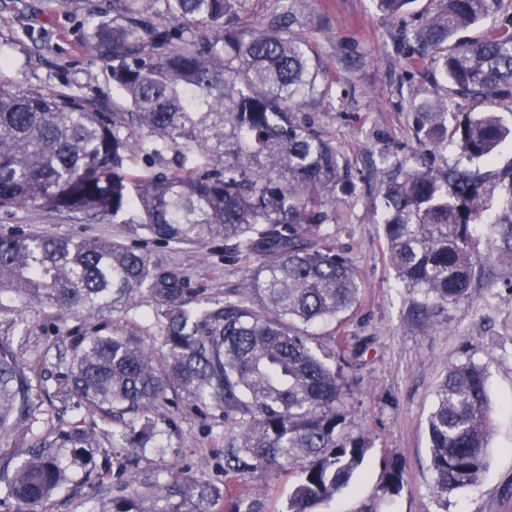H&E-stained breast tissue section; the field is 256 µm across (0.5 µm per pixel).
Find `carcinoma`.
Segmentation results:
<instances>
[{"label":"carcinoma","instance_id":"cac0c4a2","mask_svg":"<svg viewBox=\"0 0 512 512\" xmlns=\"http://www.w3.org/2000/svg\"><path fill=\"white\" fill-rule=\"evenodd\" d=\"M242 0H87L83 46L109 68L119 101L94 103L51 87L0 83V208L50 207L128 216L131 232L170 245L224 240V262L248 269V294L216 296L178 265L107 238L0 235V326H30L33 306L56 311L68 336L55 355L56 397L103 417L127 415L118 434L152 444L155 411L181 399L233 422L224 462L239 477L273 466L299 471L286 512H319L363 465L368 436L345 432L346 382L319 357L308 327L339 321L357 303L359 276L323 227L354 184L349 161L299 118L321 72L289 11L268 24L238 22ZM503 0H439L408 42L409 62H437L455 92L512 98V14L479 40L452 38L502 11ZM421 144L452 140L470 161L491 160L512 136L494 112L448 126L435 96L415 108ZM381 216L389 262L423 299L417 315L464 301L474 279L472 233L487 218L490 174L390 156ZM505 214L487 225L491 257L512 264V169L499 175ZM151 307L159 345L130 317ZM120 313L111 321L106 313ZM96 319L70 326L68 320ZM39 367L0 331V483L19 512H41L83 466L101 487L95 426L35 434ZM440 506L488 466L492 405L485 369L455 364L427 422ZM403 488L391 463L378 497ZM212 489L169 475L96 512H207Z\"/></svg>","mask_w":512,"mask_h":512}]
</instances>
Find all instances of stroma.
Returning <instances> with one entry per match:
<instances>
[{
  "mask_svg": "<svg viewBox=\"0 0 512 512\" xmlns=\"http://www.w3.org/2000/svg\"><path fill=\"white\" fill-rule=\"evenodd\" d=\"M434 3L410 0L402 15L394 17L384 14L377 0H243L240 13L241 23L249 25L294 8V30L307 39L321 69L322 93L302 110L349 159L354 174L355 188L337 205L336 221L326 230L358 271L360 299L343 322L323 323L313 332L317 350H335L349 362L351 421L346 431L369 435L373 448L366 464L322 512H358L394 461L403 466L404 487L382 502L381 512H512V267L478 264L469 297L423 320L414 313L417 294L402 287L389 264L383 227L377 222L386 178L380 154L413 159L418 147L415 103L436 91L447 102L449 116L494 111L504 124H512V99L480 103L459 96L429 59L407 67L401 31L417 26ZM85 8V0H0V41L9 42L12 59L0 69V80L112 102L106 66L83 50L80 20ZM18 226L59 237H103L129 246L137 242L127 225L82 212L0 209V234ZM147 249L181 264L193 284L213 294L233 299L245 292V271L225 264L223 241L179 247L151 243ZM26 316L37 334L14 337L22 359L35 356L36 343L66 344V337L49 331L53 310L33 307ZM332 332L342 338L334 348L327 341ZM468 360L488 371L494 407L489 465L477 485L450 494L442 507L428 467L427 421L449 366ZM155 421L156 447L137 453L113 443L119 422L100 423L97 453L112 461L110 484L102 491L90 488L84 471L73 470L70 484L49 503V512H92L95 496L131 494L123 469L130 456L141 479L178 470L223 490L208 512H285L295 483L288 471L261 470L242 480L225 470L224 439L234 429L232 422L182 401L164 404Z\"/></svg>",
  "mask_w": 512,
  "mask_h": 512,
  "instance_id": "1",
  "label": "stroma"
}]
</instances>
